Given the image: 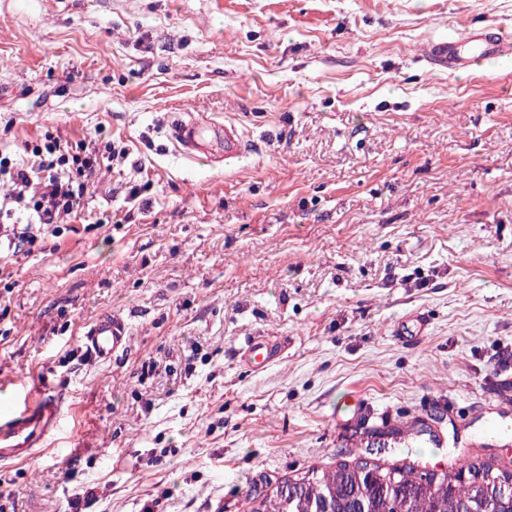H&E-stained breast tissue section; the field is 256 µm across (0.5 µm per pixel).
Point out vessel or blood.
<instances>
[{
    "mask_svg": "<svg viewBox=\"0 0 512 512\" xmlns=\"http://www.w3.org/2000/svg\"><path fill=\"white\" fill-rule=\"evenodd\" d=\"M471 54H464L452 41L433 42L426 46L425 54L431 65L455 69L471 65L472 55L490 57L499 54L511 40L499 34L489 37L472 34ZM223 133L224 159L232 161L243 156L246 143L240 129L233 124L224 125L207 115L189 114L176 118L171 125V137L176 146L188 156L203 155L204 131ZM82 340L91 356L102 363L110 362L113 355L126 350L131 341L129 327L118 315L109 313L95 319L83 332ZM282 354L280 342L271 336H253L242 346L244 363L262 369L277 361ZM63 429L62 415L57 400L35 397L30 393L17 396L12 407L0 416V462L26 461L45 447L50 436Z\"/></svg>",
    "mask_w": 512,
    "mask_h": 512,
    "instance_id": "1",
    "label": "vessel or blood"
}]
</instances>
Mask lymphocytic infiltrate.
Instances as JSON below:
<instances>
[{
	"instance_id": "lymphocytic-infiltrate-1",
	"label": "lymphocytic infiltrate",
	"mask_w": 512,
	"mask_h": 512,
	"mask_svg": "<svg viewBox=\"0 0 512 512\" xmlns=\"http://www.w3.org/2000/svg\"><path fill=\"white\" fill-rule=\"evenodd\" d=\"M32 161L0 153V277L18 255L42 250L62 219L79 218L102 165L95 142L77 146L45 131L27 146Z\"/></svg>"
}]
</instances>
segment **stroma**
Instances as JSON below:
<instances>
[{
  "label": "stroma",
  "instance_id": "obj_1",
  "mask_svg": "<svg viewBox=\"0 0 512 512\" xmlns=\"http://www.w3.org/2000/svg\"><path fill=\"white\" fill-rule=\"evenodd\" d=\"M488 29L512 0H0V151H127L0 280V409L24 381L66 418L0 465V512H247L418 419L382 462L512 461V50L424 58ZM176 112L246 153L183 154ZM114 312L102 364L81 333ZM259 335L284 352L254 372ZM425 54L431 65L439 68L455 69L473 63L472 57L465 55L453 41L432 42L425 48ZM211 131L224 135V162H230L243 156L246 152V143L242 132L235 124L216 122L205 114H187L178 117L171 125V137L176 146L188 156L197 158L206 155L202 138L204 131ZM91 356L102 363L130 346L131 336L126 322L116 314H104L95 319L82 334ZM241 349L244 363L254 369L265 368L282 354V346L273 336H251Z\"/></svg>",
  "mask_w": 512,
  "mask_h": 512
}]
</instances>
